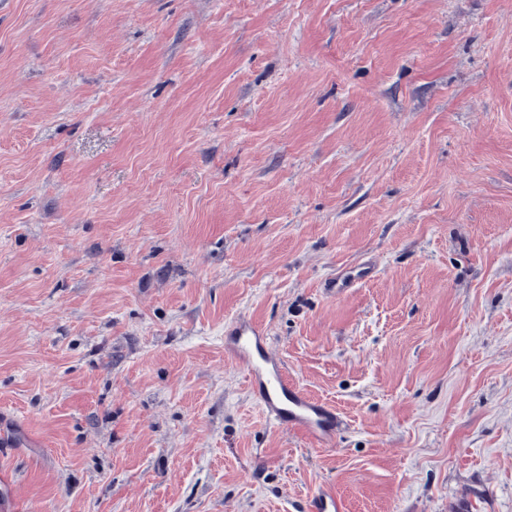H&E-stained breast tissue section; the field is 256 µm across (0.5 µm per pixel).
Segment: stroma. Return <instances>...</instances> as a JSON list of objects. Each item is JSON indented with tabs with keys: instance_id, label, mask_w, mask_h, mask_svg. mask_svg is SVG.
<instances>
[{
	"instance_id": "1",
	"label": "stroma",
	"mask_w": 512,
	"mask_h": 512,
	"mask_svg": "<svg viewBox=\"0 0 512 512\" xmlns=\"http://www.w3.org/2000/svg\"><path fill=\"white\" fill-rule=\"evenodd\" d=\"M320 491L512 512V0H0V512ZM224 357L246 366L249 391L275 425L296 429L319 447L332 442L341 423L336 408L288 381L264 327L239 316L226 320Z\"/></svg>"
}]
</instances>
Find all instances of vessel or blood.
<instances>
[{
  "label": "vessel or blood",
  "instance_id": "b4317fda",
  "mask_svg": "<svg viewBox=\"0 0 512 512\" xmlns=\"http://www.w3.org/2000/svg\"><path fill=\"white\" fill-rule=\"evenodd\" d=\"M224 357L246 366L249 390L275 425L296 429L320 447L332 442L341 423L336 408L289 382L264 327L239 316L226 320Z\"/></svg>",
  "mask_w": 512,
  "mask_h": 512
}]
</instances>
